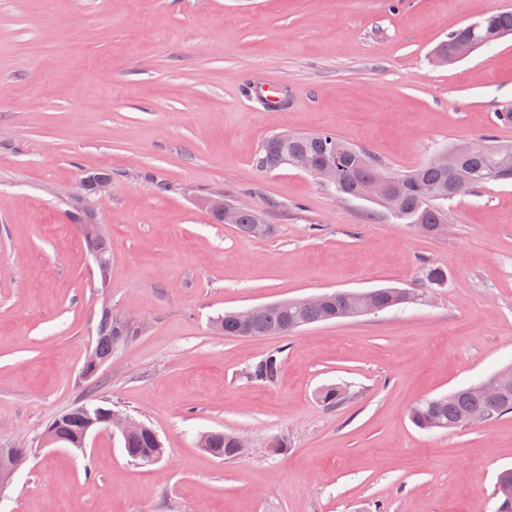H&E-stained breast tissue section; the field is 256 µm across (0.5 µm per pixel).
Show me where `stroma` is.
<instances>
[{
	"label": "stroma",
	"instance_id": "stroma-1",
	"mask_svg": "<svg viewBox=\"0 0 512 512\" xmlns=\"http://www.w3.org/2000/svg\"><path fill=\"white\" fill-rule=\"evenodd\" d=\"M512 0H0V448L32 454L0 512H494L512 414L422 430L419 399L512 364V183L445 201L446 230L340 196L301 169H257L275 134L327 130L406 174L488 134L512 144V35L448 66L450 33ZM287 87L271 112L245 85ZM114 189L98 204L90 174ZM264 210L248 237L196 200ZM82 197L112 255L98 268L70 216ZM448 272L429 287L428 265ZM405 288L424 302L229 338L218 314L322 292ZM142 330L94 377L102 307ZM272 382L245 372L268 355ZM346 387L335 408L318 390ZM103 404L151 426L164 454L119 435L45 447L58 414ZM231 431L236 461L199 447ZM288 449L273 452L274 438Z\"/></svg>",
	"mask_w": 512,
	"mask_h": 512
}]
</instances>
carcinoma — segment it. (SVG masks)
<instances>
[{
  "instance_id": "cac0c4a2",
  "label": "carcinoma",
  "mask_w": 512,
  "mask_h": 512,
  "mask_svg": "<svg viewBox=\"0 0 512 512\" xmlns=\"http://www.w3.org/2000/svg\"><path fill=\"white\" fill-rule=\"evenodd\" d=\"M492 29L505 35L512 34V12L493 13L468 24L450 34L438 49L446 51L448 46L460 39H468L480 48L490 45L492 41L486 39V36ZM299 154L336 157V192L341 195L357 196L361 186L379 174L362 150L346 144L327 131L273 135L263 143L256 158V166L262 170H275L287 166L285 160L292 161ZM394 180L395 200L389 211L421 231L433 234L444 223V213L438 203L458 196V184H466L463 192L467 193L491 183L512 180V152L494 156H470L454 171H446L431 161L414 171L394 177ZM89 215L87 209L78 212L87 247L96 265L108 264L110 254L106 240L100 233L91 235L86 229ZM237 229L247 236L267 237L272 234L274 226L267 223L263 211L247 209L240 214ZM372 299L385 309L422 301L420 294L403 288L374 289ZM358 301L357 294L338 291L319 305H309L300 299L272 303L255 317L247 330L241 328L234 312L228 311L214 319L213 329L227 337L286 336L306 325L348 318ZM137 334L138 327L131 326L124 331V340L113 342L112 323L107 310H102L94 347L97 358L112 357V353ZM277 374V360L268 358L252 369L250 378L269 381ZM487 381H493L495 385L482 390L459 389L415 402L409 411L411 422L427 430L456 429L471 423V416L475 414H482L492 420L512 413V366L497 371ZM345 398V390L335 385L323 387L317 394V399L330 407L341 405ZM111 412L112 409L103 406L92 407L89 414L82 413L77 407L63 412L51 422L54 436L57 442L67 447L80 448L90 421L103 423ZM200 445L204 451L222 460L231 461L242 453L234 432L206 433L201 436ZM125 450L133 462L150 465L162 457L163 444L158 434L145 425L125 446ZM505 484L512 485L511 471H504L498 476L493 496L497 504L502 506L500 512H512V496L506 498L501 494Z\"/></svg>"
}]
</instances>
